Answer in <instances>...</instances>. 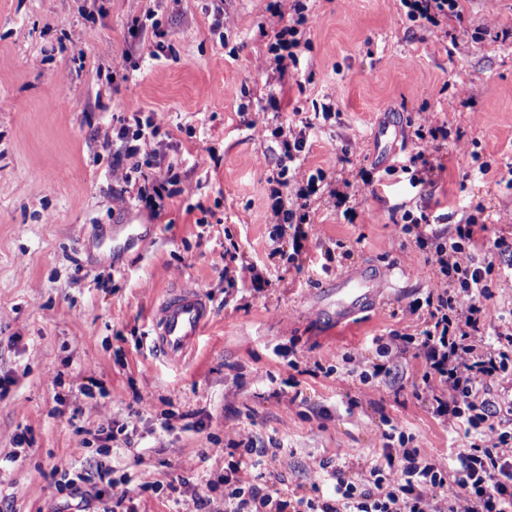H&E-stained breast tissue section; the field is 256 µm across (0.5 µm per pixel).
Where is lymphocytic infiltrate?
I'll list each match as a JSON object with an SVG mask.
<instances>
[{
    "label": "lymphocytic infiltrate",
    "instance_id": "obj_1",
    "mask_svg": "<svg viewBox=\"0 0 512 512\" xmlns=\"http://www.w3.org/2000/svg\"><path fill=\"white\" fill-rule=\"evenodd\" d=\"M401 5L408 19L426 30L462 15L460 0H401ZM270 12L283 21L272 34L268 52L285 79L290 64L298 63L309 47L306 7L301 0L287 8L277 2ZM312 126L307 119L301 130L284 135L276 179L279 189L274 193L273 209L283 217L275 235L291 236L297 254L309 239L308 200L326 179L319 168L309 175L305 187L289 190L307 147L306 131ZM160 133L153 115L138 108L112 128L121 144L112 164L131 161L133 173L150 178V186L138 188L135 199L155 215L162 210L164 197L177 195L179 182L149 148ZM403 218V232H414L419 246L431 247L441 286L425 298L426 315L418 334L390 332L377 348L382 363L362 371L360 380L369 383L391 374L393 365L410 354L420 356L421 387L433 415L451 421L462 433L455 467L439 468L412 447L410 434L394 427L383 431V459L371 466L368 478H355L345 467L326 462L312 486L328 485L330 495L297 496L263 483L266 446L232 442L226 450L223 506H216L204 491L194 499L193 512H458L461 496L469 503L467 512H512V417L481 392L483 385L512 376V327L494 330L487 305L495 270L483 254L488 227L468 223L450 229L408 211ZM488 429L498 433L491 445L482 438ZM396 445L402 450L398 457L392 453Z\"/></svg>",
    "mask_w": 512,
    "mask_h": 512
}]
</instances>
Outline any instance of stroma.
Segmentation results:
<instances>
[{"instance_id": "obj_1", "label": "stroma", "mask_w": 512, "mask_h": 512, "mask_svg": "<svg viewBox=\"0 0 512 512\" xmlns=\"http://www.w3.org/2000/svg\"><path fill=\"white\" fill-rule=\"evenodd\" d=\"M270 2L0 0V512H56L63 475L100 462L142 487L136 512H189L209 481L223 501L231 439L279 440L266 480L307 496L323 461L368 474L391 424L454 467V426L415 389L420 359L366 385L359 373L440 285L404 212L512 240V0H463L432 33L399 0H303L311 45L288 81L267 53ZM326 101L338 116L307 130L296 178L326 172L315 239L291 263L271 237L273 132ZM133 106L153 113L151 147L180 178L156 218L120 197L125 171L103 146ZM440 125L447 139L428 138ZM420 151L436 170L415 188L400 167ZM345 178L352 219L331 194ZM231 246L268 287L226 289ZM365 267L384 296L337 319L332 282ZM183 282L210 321L175 363L154 349L153 317ZM138 396L135 433L101 443Z\"/></svg>"}]
</instances>
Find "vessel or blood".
<instances>
[{
	"label": "vessel or blood",
	"mask_w": 512,
	"mask_h": 512,
	"mask_svg": "<svg viewBox=\"0 0 512 512\" xmlns=\"http://www.w3.org/2000/svg\"><path fill=\"white\" fill-rule=\"evenodd\" d=\"M382 286L371 269L337 277L336 310L352 314L372 302ZM208 320V308L199 287L185 284L159 305L154 318L155 346L167 359L178 362L188 353Z\"/></svg>",
	"instance_id": "obj_1"
}]
</instances>
